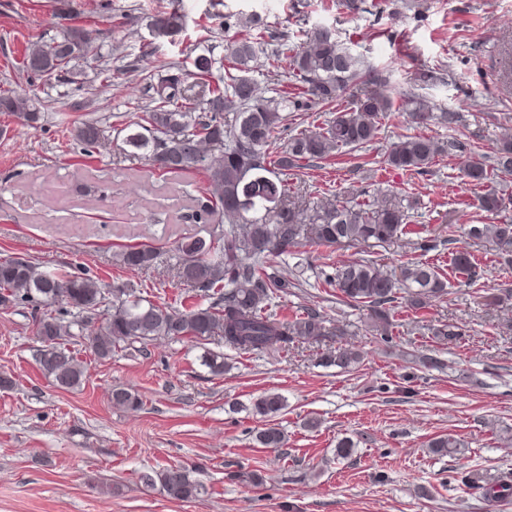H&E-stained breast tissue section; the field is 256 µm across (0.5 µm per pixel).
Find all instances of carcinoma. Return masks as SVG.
<instances>
[{
  "label": "carcinoma",
  "instance_id": "cac0c4a2",
  "mask_svg": "<svg viewBox=\"0 0 512 512\" xmlns=\"http://www.w3.org/2000/svg\"><path fill=\"white\" fill-rule=\"evenodd\" d=\"M184 26L183 15L160 14L150 23L151 37L160 41L178 35ZM247 29V35L226 44V54L217 58L202 49L192 58L193 71L186 72L179 62L162 61L160 76L147 74L153 91L150 104L137 119L125 124L122 143L149 151L148 160L165 174L181 175L204 168L209 172V192L197 199L194 219L202 224H219L220 233L210 238H195L178 246L176 262L179 280L189 288L208 293L218 290L216 302L176 310L136 297L126 288L112 289V306L91 338V348L100 359L112 351L145 344L161 337L186 338L192 342L219 338L224 346L240 353H261L269 348L295 342H317L343 335V329L329 323L313 310L278 319L269 313L274 300L288 293L295 283L274 265V258L299 245L332 248L344 243L385 244L409 227L403 199L393 191H379L372 202L333 200L307 208L289 202L288 171L309 163L330 159L342 148H357L377 140L383 122L410 112L416 123L427 125L436 120L453 127L454 112L434 114L420 91L446 82L443 73L424 70L413 85L399 90L387 72L371 64L362 54L354 53L333 26L317 24L302 30V42L281 38L267 51L266 30L255 19L234 14L224 16V29ZM89 32L77 26L63 30L49 42L30 41L26 45L23 68L48 80L71 74L85 56ZM265 55L274 68H282L299 82L298 95L276 93L263 95L249 76L251 63ZM236 71L218 78L209 87L202 103L205 117L196 114L197 105L182 101V85L190 75L200 79L213 77L224 65ZM356 91L344 107L336 106L348 90ZM336 107L333 117L317 131H299L282 151L275 150L283 112H303L315 106ZM0 113L20 123L32 125L40 120L35 101L25 93L0 94ZM68 138L86 153H93L104 139L103 130L94 120H80L65 127ZM461 149L455 140L442 144L423 134L407 135L384 153L386 168L398 175L420 173L450 149ZM496 170L512 172V139L498 147ZM462 173L475 184L490 180L487 168L467 161ZM512 196L504 190L491 189L478 198V208L486 212H506ZM468 234L486 239L506 253H512V217L498 224L473 225ZM119 262L130 272L150 267L157 259L155 248L148 245L127 246ZM453 269L480 277L475 256L466 250L451 251ZM324 284L336 289L343 300L368 311L370 328L387 339L393 325L391 310L397 300L406 308L419 311L448 294V281L440 269L426 262L401 266L400 274L389 272L373 260L338 263L326 275ZM106 300L102 284L84 274L51 270L39 262L15 257L0 258V306L16 301L32 302L45 309L36 323V336L42 343L40 369L62 389L82 384L85 367L65 347V338L73 336V323L48 309L65 305L85 313ZM436 342L451 343L461 336L452 324H442L432 331ZM362 353L339 347L322 358L326 366L349 369L361 363ZM112 405L137 411L142 401L131 390L114 387ZM286 408V399L277 392H267L251 405L254 415L263 419L278 416ZM287 441L276 423H267L257 431L255 442L263 448H282ZM465 443L453 435H441L427 443L430 453L439 457L462 455ZM148 487L160 486L169 498L189 502L207 493L196 471L185 466H170L142 476ZM482 494L499 502L512 501V479L503 478L478 486Z\"/></svg>",
  "mask_w": 512,
  "mask_h": 512
}]
</instances>
